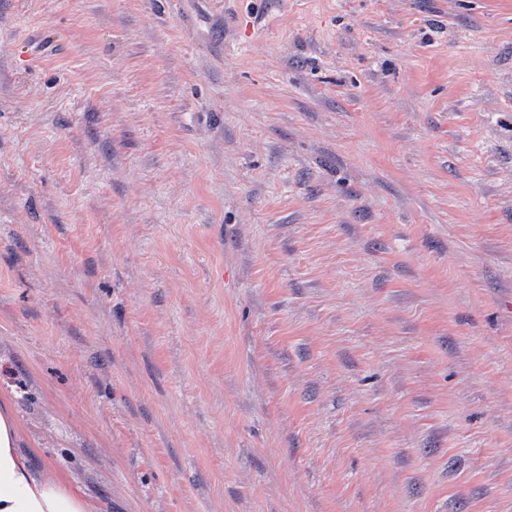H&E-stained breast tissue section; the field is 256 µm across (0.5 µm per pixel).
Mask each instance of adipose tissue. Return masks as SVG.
Wrapping results in <instances>:
<instances>
[{
	"label": "adipose tissue",
	"instance_id": "1",
	"mask_svg": "<svg viewBox=\"0 0 512 512\" xmlns=\"http://www.w3.org/2000/svg\"><path fill=\"white\" fill-rule=\"evenodd\" d=\"M20 428L0 411V512H92L81 486L19 446Z\"/></svg>",
	"mask_w": 512,
	"mask_h": 512
}]
</instances>
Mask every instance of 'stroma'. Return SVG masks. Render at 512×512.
I'll return each mask as SVG.
<instances>
[{
  "label": "stroma",
  "mask_w": 512,
  "mask_h": 512,
  "mask_svg": "<svg viewBox=\"0 0 512 512\" xmlns=\"http://www.w3.org/2000/svg\"><path fill=\"white\" fill-rule=\"evenodd\" d=\"M95 512H512V0H0V404Z\"/></svg>",
  "instance_id": "obj_1"
}]
</instances>
